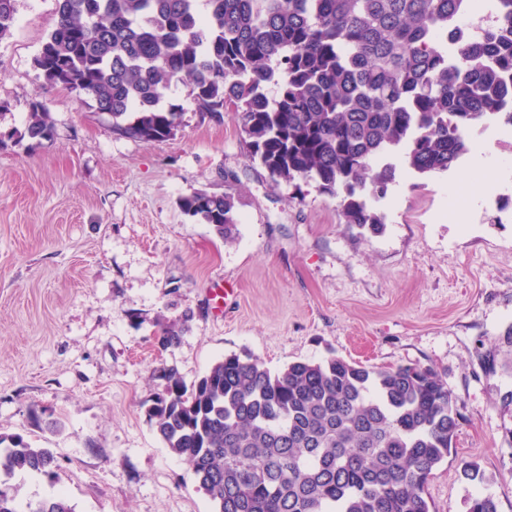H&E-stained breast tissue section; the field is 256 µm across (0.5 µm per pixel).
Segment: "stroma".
<instances>
[{
    "mask_svg": "<svg viewBox=\"0 0 512 512\" xmlns=\"http://www.w3.org/2000/svg\"><path fill=\"white\" fill-rule=\"evenodd\" d=\"M57 0H17L0 40V132L39 97L55 135L0 145V433L53 449L56 478L19 475L22 502L64 491L75 512H213L146 409L230 354L270 370L336 355L434 369L458 399L450 453L427 485L431 512L476 496L512 512V129L474 128L448 171L397 162L379 230L341 220L314 184L273 182L244 152L232 112L203 116L172 86L175 136L140 142L43 79L34 58ZM232 194L227 245L181 197ZM183 319L160 350L161 324ZM61 421L51 429V421ZM486 479L465 480L463 463Z\"/></svg>",
    "mask_w": 512,
    "mask_h": 512,
    "instance_id": "stroma-1",
    "label": "stroma"
}]
</instances>
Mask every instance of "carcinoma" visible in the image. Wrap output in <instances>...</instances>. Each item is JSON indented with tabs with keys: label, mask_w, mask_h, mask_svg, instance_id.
I'll return each mask as SVG.
<instances>
[{
	"label": "carcinoma",
	"mask_w": 512,
	"mask_h": 512,
	"mask_svg": "<svg viewBox=\"0 0 512 512\" xmlns=\"http://www.w3.org/2000/svg\"><path fill=\"white\" fill-rule=\"evenodd\" d=\"M472 0H58V22L34 66L88 96L113 133L176 134L171 85L190 81L199 111L235 112L250 161L276 182L313 183L345 224L385 223L377 202L397 152L419 175L448 171L466 133L488 119L512 127V0L471 32ZM16 0H0V39ZM275 86V94L269 86ZM54 122L38 97L24 132L39 144ZM182 212L238 238L235 199L195 191ZM177 323L159 343L180 341ZM147 415L191 467L214 512H430L425 486L459 426L457 398L419 365L367 366L336 355L278 372L236 354L192 384L172 369ZM53 450L0 434V512H21L17 473L50 476ZM28 512H75L62 494Z\"/></svg>",
	"instance_id": "1"
}]
</instances>
